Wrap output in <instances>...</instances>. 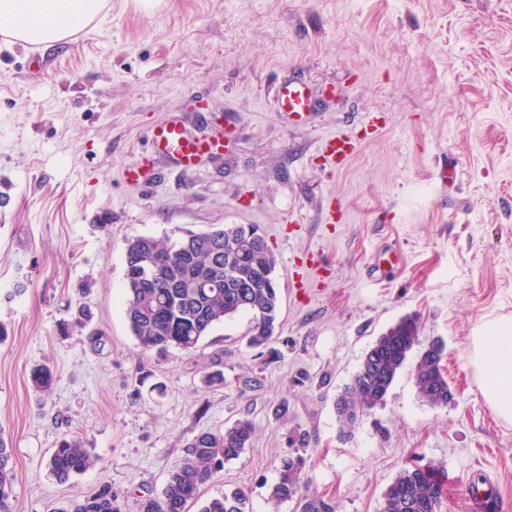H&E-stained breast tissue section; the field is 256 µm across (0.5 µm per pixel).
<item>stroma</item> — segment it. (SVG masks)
Instances as JSON below:
<instances>
[{"label": "stroma", "instance_id": "35a3bbf8", "mask_svg": "<svg viewBox=\"0 0 512 512\" xmlns=\"http://www.w3.org/2000/svg\"><path fill=\"white\" fill-rule=\"evenodd\" d=\"M292 77L312 99L300 124L273 102ZM373 113L384 123L369 133ZM171 119L230 142L192 170L159 158L125 182L150 129ZM339 131L361 145L335 172L318 145ZM227 224L257 226L276 257L269 351L248 347L243 313L192 352H142L123 313L127 239ZM408 315L422 342H442L452 400L423 402L411 357L385 404L341 435L337 394ZM502 315L512 0H110L48 51L0 41V436L15 512H73L104 484L138 512L188 440L241 418L254 425L248 448L188 512L234 489L245 512H296L270 493L300 431L307 492L336 512H379L416 462L439 469L438 512H468L478 476L494 484L495 512H512V422L486 406L468 356L474 329ZM43 364L55 381L40 390ZM216 370L223 384L207 382ZM68 435L95 463L60 484L46 463Z\"/></svg>", "mask_w": 512, "mask_h": 512}]
</instances>
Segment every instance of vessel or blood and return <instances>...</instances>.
I'll return each mask as SVG.
<instances>
[{"mask_svg":"<svg viewBox=\"0 0 512 512\" xmlns=\"http://www.w3.org/2000/svg\"><path fill=\"white\" fill-rule=\"evenodd\" d=\"M275 105L288 120H304L312 107L307 87L298 81H287L277 88ZM149 152L143 160L133 163L124 171L128 183L136 184L143 180L145 170L155 158L165 157L176 166L189 170L207 156L222 153L223 135L209 137L189 136L184 127L175 121H168L154 126L149 134ZM359 147L357 139L338 132L324 138L318 151L328 165L336 170L343 169L356 154Z\"/></svg>","mask_w":512,"mask_h":512,"instance_id":"vessel-or-blood-1","label":"vessel or blood"}]
</instances>
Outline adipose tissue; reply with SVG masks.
<instances>
[{"mask_svg": "<svg viewBox=\"0 0 512 512\" xmlns=\"http://www.w3.org/2000/svg\"><path fill=\"white\" fill-rule=\"evenodd\" d=\"M108 0H0V38L50 49L88 28ZM469 359L491 411L512 421V317H493L473 332Z\"/></svg>", "mask_w": 512, "mask_h": 512, "instance_id": "adipose-tissue-1", "label": "adipose tissue"}]
</instances>
